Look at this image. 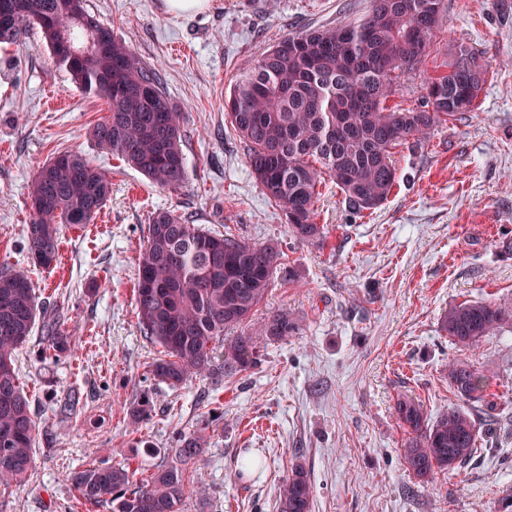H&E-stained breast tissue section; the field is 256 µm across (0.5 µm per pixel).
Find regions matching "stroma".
I'll return each mask as SVG.
<instances>
[{"instance_id": "obj_1", "label": "stroma", "mask_w": 512, "mask_h": 512, "mask_svg": "<svg viewBox=\"0 0 512 512\" xmlns=\"http://www.w3.org/2000/svg\"><path fill=\"white\" fill-rule=\"evenodd\" d=\"M369 2L207 0L201 11L174 13L166 0H87L159 73L184 114L187 181L176 191L95 146L90 130L107 105L71 83L39 32L0 44V268L28 263L24 228L39 164L78 152L112 182L95 222L64 230L58 264L32 271L72 344L61 360L43 358L37 328L17 353L40 427L29 478L0 485L7 512H111L77 507L69 474L133 458L147 477L174 459L177 433L195 429L207 406L223 418L190 470L180 512H277V488L296 459L310 470L312 512H492L512 493V327L468 349L441 329L452 305L512 303V258L502 252L512 240V9L502 0H446L426 67L391 103L419 106L429 79L464 43L488 66L475 111L395 148L399 178L377 209L351 211L323 180L315 221L324 242L292 236L225 119L233 80L265 50L285 35L356 18ZM162 209L257 245L277 243L285 274L244 328L288 310L298 333L220 383L197 378L172 390L148 379L159 348L137 325L136 262ZM457 358L486 373L505 415L479 437L469 468L424 483L403 465L394 405L406 395L436 418L456 401L448 363ZM145 390L153 412L136 425L130 410Z\"/></svg>"}]
</instances>
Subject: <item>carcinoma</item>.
<instances>
[{
    "instance_id": "cac0c4a2",
    "label": "carcinoma",
    "mask_w": 512,
    "mask_h": 512,
    "mask_svg": "<svg viewBox=\"0 0 512 512\" xmlns=\"http://www.w3.org/2000/svg\"><path fill=\"white\" fill-rule=\"evenodd\" d=\"M10 20L0 21V43H14L35 28L81 92L106 100L107 114L91 130L98 148L119 157L152 183L178 190L187 180L182 113L162 90L160 76L112 28L86 9L85 0H14ZM445 0H372L369 12L346 24L289 34L242 72L230 88L227 120L248 150V164L267 199L280 209L291 234L323 240L315 222L317 186L328 177L355 212L378 208L398 178L393 149L419 142L473 111L486 70L460 44L445 71L431 78L424 108L388 105L402 81L427 60ZM112 183L84 155L61 152L38 166L31 200L40 202L26 225V253L40 267L57 261L66 228L92 223L111 196ZM282 253L231 233L192 224L175 211H159L146 225L137 258L134 306L144 337L163 349L150 362L151 379L178 388L194 377H234L256 363L261 346L295 335L300 324L288 311L258 329L224 340L263 303ZM47 314L24 267L0 269V483L22 482L34 464L39 422L20 387L16 353L28 342L39 315ZM512 324V305L465 301L448 308L442 329L455 346L475 345ZM45 355L61 358L71 336L53 314L43 322ZM448 384L463 400L435 421L409 397L395 412L409 433L406 468L417 478L466 468L478 451L479 422L467 404L494 408L486 376L468 363L448 364ZM154 408L143 392L130 410L137 425ZM201 425L177 434L175 460L146 479L130 462L91 466L70 475L83 502L112 512H180L190 465L202 453L207 430L221 419L203 413ZM314 490L303 463L279 485V512H312Z\"/></svg>"
}]
</instances>
